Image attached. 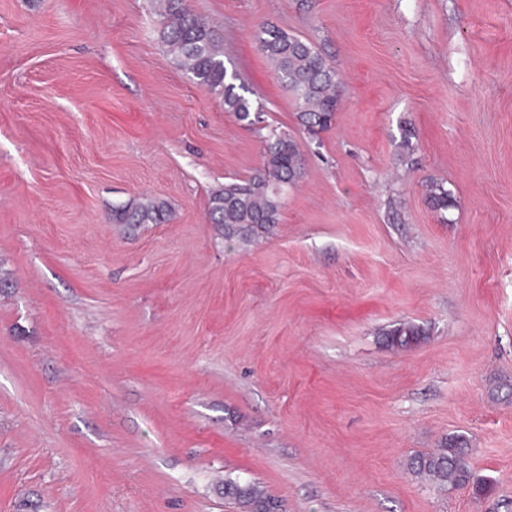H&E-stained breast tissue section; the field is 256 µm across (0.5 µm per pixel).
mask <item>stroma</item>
<instances>
[{"label":"stroma","mask_w":512,"mask_h":512,"mask_svg":"<svg viewBox=\"0 0 512 512\" xmlns=\"http://www.w3.org/2000/svg\"><path fill=\"white\" fill-rule=\"evenodd\" d=\"M264 120L193 84L150 0H0V512H512V0H190ZM345 81L299 126L260 24ZM304 152L273 235L211 191ZM440 181L455 206L428 204ZM151 195L162 224L113 207ZM423 328L406 351L383 330ZM465 435L473 485L411 458ZM224 494L231 496L240 512H279L281 505L253 483L224 482Z\"/></svg>","instance_id":"obj_1"}]
</instances>
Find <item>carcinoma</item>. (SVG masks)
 <instances>
[{
  "label": "carcinoma",
  "instance_id": "cac0c4a2",
  "mask_svg": "<svg viewBox=\"0 0 512 512\" xmlns=\"http://www.w3.org/2000/svg\"><path fill=\"white\" fill-rule=\"evenodd\" d=\"M162 19L160 38L175 64L206 92L217 96L224 111L239 121L253 123L259 108L247 96L248 89L236 84L238 75L224 63L222 40L203 22L185 0H152ZM261 53L276 78L291 92L297 105L298 123L309 131L331 126L339 103L343 80L309 40L270 25L256 33ZM303 170V151L297 139L286 132L270 130L264 149L262 170L242 181L233 179L214 190L209 198L211 223L224 231L228 242H250L271 233L281 221L283 196L297 184ZM426 198L437 210L453 206L451 193L442 182L426 185ZM169 218L166 202L143 197L112 208L114 224H162ZM425 340L424 331L400 322L383 333V343L393 350H408ZM461 438H451L432 453L414 456L411 469L442 487H458L472 479ZM239 512H281V505L253 483L224 482Z\"/></svg>",
  "mask_w": 512,
  "mask_h": 512
}]
</instances>
